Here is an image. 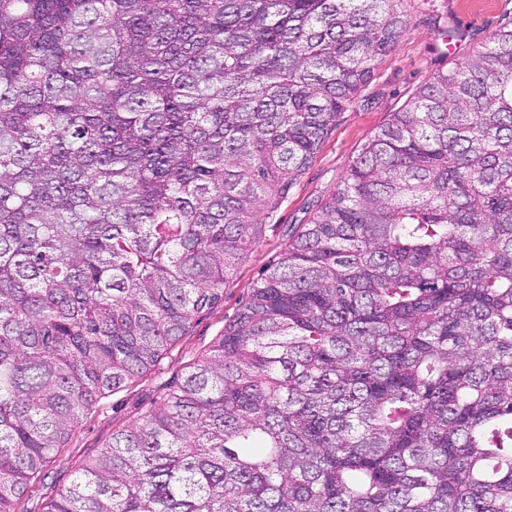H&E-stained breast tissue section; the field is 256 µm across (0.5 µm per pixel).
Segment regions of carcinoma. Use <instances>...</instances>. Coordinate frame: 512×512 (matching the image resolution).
I'll use <instances>...</instances> for the list:
<instances>
[{"mask_svg": "<svg viewBox=\"0 0 512 512\" xmlns=\"http://www.w3.org/2000/svg\"><path fill=\"white\" fill-rule=\"evenodd\" d=\"M400 2L0 0V512L224 297ZM46 512H512V21Z\"/></svg>", "mask_w": 512, "mask_h": 512, "instance_id": "cac0c4a2", "label": "carcinoma"}]
</instances>
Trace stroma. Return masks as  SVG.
I'll return each instance as SVG.
<instances>
[{
	"label": "stroma",
	"mask_w": 512,
	"mask_h": 512,
	"mask_svg": "<svg viewBox=\"0 0 512 512\" xmlns=\"http://www.w3.org/2000/svg\"><path fill=\"white\" fill-rule=\"evenodd\" d=\"M407 30L381 57L359 102L344 112L310 167L298 176L266 232L224 287V299L196 316L188 333L147 376L104 399L85 420L70 447L62 450L20 501L21 512H44L49 498L68 484L77 466L92 457L112 432L135 423L148 407L184 375L232 319L259 275L277 260L288 235L308 223L317 202L344 176L365 142L388 114L404 106L416 90L456 56L487 42L499 24L512 18V0H403Z\"/></svg>",
	"instance_id": "35a3bbf8"
}]
</instances>
